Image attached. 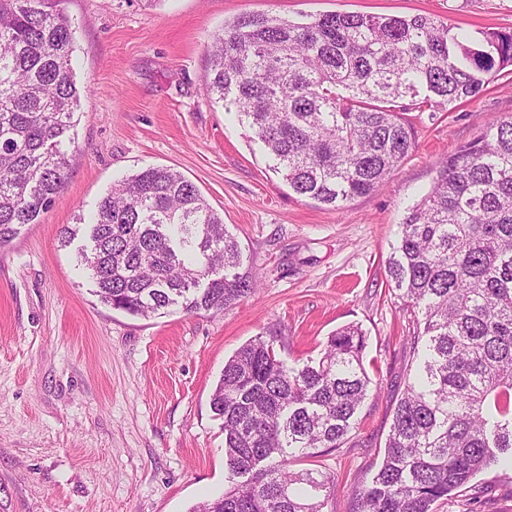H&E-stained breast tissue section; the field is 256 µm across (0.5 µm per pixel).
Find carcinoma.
Masks as SVG:
<instances>
[{
  "label": "carcinoma",
  "instance_id": "obj_1",
  "mask_svg": "<svg viewBox=\"0 0 512 512\" xmlns=\"http://www.w3.org/2000/svg\"><path fill=\"white\" fill-rule=\"evenodd\" d=\"M56 2L0 0L1 248L54 202L75 148L76 29ZM207 52V97L234 111L297 195L339 210L406 158V113L452 109L512 67V32L488 29L472 46L424 15L250 14L224 22ZM83 230L79 265L100 301L129 315L222 312L256 290L224 219L170 168L113 184L89 223L62 228L60 246ZM387 270L421 327L410 337L419 363L353 512H433L512 463L511 116L439 163ZM365 348L355 325L299 368L262 335L241 346L211 396L228 487L191 512H324L335 476L290 464L347 441L371 385Z\"/></svg>",
  "mask_w": 512,
  "mask_h": 512
}]
</instances>
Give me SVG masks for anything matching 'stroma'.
I'll return each mask as SVG.
<instances>
[{
  "mask_svg": "<svg viewBox=\"0 0 512 512\" xmlns=\"http://www.w3.org/2000/svg\"><path fill=\"white\" fill-rule=\"evenodd\" d=\"M76 27L85 93L60 194L0 249V512H189L223 494L224 430L210 399L224 363L277 331L290 365L336 330L367 336L373 386L343 447L306 460L336 476V512L384 453L416 369L413 317L386 260L437 161L512 116V74L450 112H411L415 146L386 183L334 210L297 196L235 113L204 93L207 46L225 20L267 14L427 15L477 38L512 31V0H60ZM152 166L191 180L236 235L259 288L221 313L149 319L100 302L64 225L91 217L113 183ZM435 512H512V470L479 474Z\"/></svg>",
  "mask_w": 512,
  "mask_h": 512,
  "instance_id": "35a3bbf8",
  "label": "stroma"
}]
</instances>
